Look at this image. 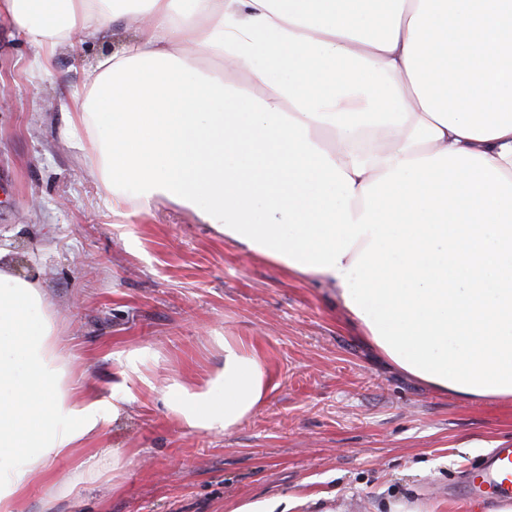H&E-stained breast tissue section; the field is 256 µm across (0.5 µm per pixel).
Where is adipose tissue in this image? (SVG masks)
I'll use <instances>...</instances> for the list:
<instances>
[{
  "label": "adipose tissue",
  "mask_w": 512,
  "mask_h": 512,
  "mask_svg": "<svg viewBox=\"0 0 512 512\" xmlns=\"http://www.w3.org/2000/svg\"><path fill=\"white\" fill-rule=\"evenodd\" d=\"M131 17L65 106L112 216L172 202L332 288L406 374L512 402V0H0L43 79ZM221 348L207 382L163 394L188 428L226 432L273 388L241 342ZM143 364L123 356L111 398L78 390L37 277L0 250V512L151 386Z\"/></svg>",
  "instance_id": "1"
}]
</instances>
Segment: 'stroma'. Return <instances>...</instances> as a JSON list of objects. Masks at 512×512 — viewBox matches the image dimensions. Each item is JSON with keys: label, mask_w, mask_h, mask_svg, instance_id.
<instances>
[{"label": "stroma", "mask_w": 512, "mask_h": 512, "mask_svg": "<svg viewBox=\"0 0 512 512\" xmlns=\"http://www.w3.org/2000/svg\"><path fill=\"white\" fill-rule=\"evenodd\" d=\"M95 52H58L43 79L0 21V86L13 93L0 111V248L39 275L77 382L111 397L119 353L138 349L154 386L31 480L20 512H237L273 497L291 512H499L492 487L468 501L459 491L512 443V404L408 376L326 286L243 254L172 203L111 217L84 150L62 135ZM221 336L254 350L274 388L259 413L210 434L170 416L163 391L220 369Z\"/></svg>", "instance_id": "35a3bbf8"}]
</instances>
